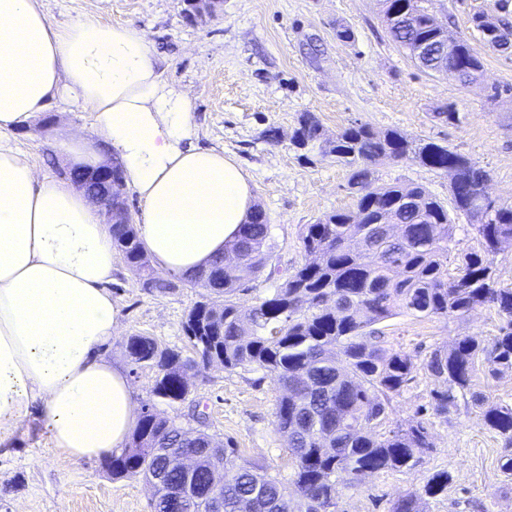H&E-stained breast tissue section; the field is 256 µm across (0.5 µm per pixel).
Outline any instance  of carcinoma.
Instances as JSON below:
<instances>
[{
    "label": "carcinoma",
    "mask_w": 512,
    "mask_h": 512,
    "mask_svg": "<svg viewBox=\"0 0 512 512\" xmlns=\"http://www.w3.org/2000/svg\"><path fill=\"white\" fill-rule=\"evenodd\" d=\"M428 2L380 0L381 13L392 39L415 64L439 75L443 59L436 44L451 31L435 27ZM493 7L502 16L479 12L471 18L490 49L512 40L509 0H494ZM422 45L432 49L419 60L415 51ZM459 46L466 72L458 79L473 82L482 60L467 40H459ZM293 139L351 168L348 187L355 210H336L305 225L304 263L246 312L232 295L266 266L268 224L261 208L241 226L232 245L234 264L218 256L207 276L181 277L177 283L152 276L136 225H112L113 246L125 263L143 268L144 289L168 293L199 279L210 293L183 322L195 357L163 348L148 336L126 339L133 364L161 372L152 393L169 405L185 401L189 390L182 373L204 368L213 358L227 370L261 369L280 391L276 425L288 437L292 475L283 481L269 475L265 463L242 458L231 439L220 447L209 434L186 432L153 408L141 411L132 446L112 456L107 469L114 478L158 480L151 512H211L218 493L224 496V512H339L337 478L346 477V487L354 488L368 473L416 465L431 448L424 419L376 433L393 398L412 380L409 358L386 345L377 328L399 311L439 318L488 306L501 316L499 334L489 341L466 336L449 350L430 352L424 368L438 382L431 392L434 414H448L458 395L471 390L480 361L494 364V377L512 371V288L498 286L494 271L500 243L512 241V204L497 202L486 219L476 218L473 202L483 192L485 171L446 146L396 129L380 133L357 122L326 138L309 112L300 116ZM399 159L443 172L457 165V180L450 183L452 206L417 184H375L374 166ZM450 208L468 220L482 245V251L465 254L453 273L448 270L454 242ZM472 398L483 423L512 441V406L489 404L475 392ZM449 480L446 471L433 474L422 490L397 500L391 512H423L425 498L443 493Z\"/></svg>",
    "instance_id": "cac0c4a2"
}]
</instances>
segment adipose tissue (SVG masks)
Wrapping results in <instances>:
<instances>
[{
	"label": "adipose tissue",
	"instance_id": "ef3b65f1",
	"mask_svg": "<svg viewBox=\"0 0 512 512\" xmlns=\"http://www.w3.org/2000/svg\"><path fill=\"white\" fill-rule=\"evenodd\" d=\"M61 96L90 110L123 162L159 271L209 266L254 201L235 159L197 145L192 100L161 80L143 31L87 19L56 28L36 0H0V445L38 405L52 448L81 460L122 452L138 412L124 369L102 355L121 325L110 227L8 138Z\"/></svg>",
	"mask_w": 512,
	"mask_h": 512
}]
</instances>
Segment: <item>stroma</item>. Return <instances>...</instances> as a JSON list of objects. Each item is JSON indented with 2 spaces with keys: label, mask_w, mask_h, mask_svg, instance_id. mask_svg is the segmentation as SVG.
Wrapping results in <instances>:
<instances>
[{
  "label": "stroma",
  "mask_w": 512,
  "mask_h": 512,
  "mask_svg": "<svg viewBox=\"0 0 512 512\" xmlns=\"http://www.w3.org/2000/svg\"><path fill=\"white\" fill-rule=\"evenodd\" d=\"M37 3L57 27L86 18L142 30L162 80L190 93L200 145L233 156L250 176L255 204L268 218L269 260L266 271L237 292L240 309L271 296L303 262L305 225L355 205L349 168L305 156L293 143L302 113L314 114L329 138L361 122L448 146L488 172L493 198L512 203V52L480 46L483 76L464 87L422 71L407 56L387 33L378 0H224L216 17L198 22L186 19L183 0ZM429 6L441 24L477 44L471 17L490 9L491 0H430ZM343 28L350 38H338ZM442 107L458 113V122L437 119ZM49 112L58 119L51 130L35 121L14 141L40 171L55 175L71 161L60 147L61 134L90 127L91 114L61 100ZM48 148L57 165L45 162ZM376 176L382 183L418 184L442 202L450 200L449 175L415 161L384 162ZM111 290L121 326L104 355L123 364L138 405L152 404L183 429L203 430L216 442L233 439L242 456L287 478L288 439L275 419L278 390L261 371L210 365L190 377L187 400L170 406L152 394L155 369L135 367L126 352L125 338L143 335L190 355L182 324L206 288L184 284L171 293H151L138 272L121 263ZM500 324L488 307L463 318L399 314L383 322L386 344L410 358L414 375L394 398L386 428L429 406L435 381L423 369L426 354L464 336L490 340ZM426 420L433 449L422 462L340 489L341 512H389L397 498L444 470L452 475L448 489L428 499L425 512H512V480L501 469L512 444L484 425L471 397L459 398L447 416ZM152 497L142 478L116 479L103 460L76 462L49 448L40 415L30 417L9 447L0 446V512H151Z\"/></svg>",
  "instance_id": "1"
}]
</instances>
